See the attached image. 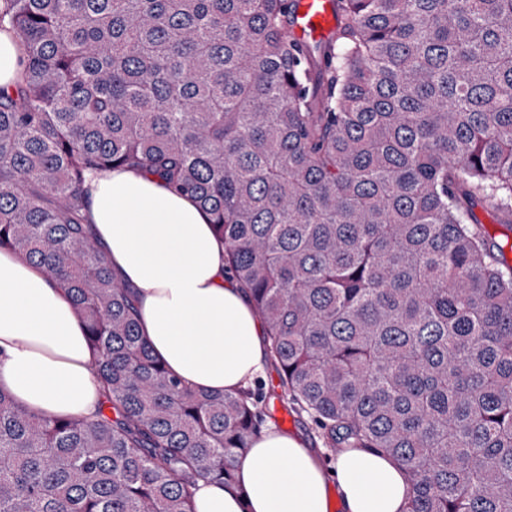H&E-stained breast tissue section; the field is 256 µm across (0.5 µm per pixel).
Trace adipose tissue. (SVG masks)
<instances>
[{"label":"adipose tissue","instance_id":"ef3b65f1","mask_svg":"<svg viewBox=\"0 0 512 512\" xmlns=\"http://www.w3.org/2000/svg\"><path fill=\"white\" fill-rule=\"evenodd\" d=\"M84 213L134 294L139 326L170 373L196 389L246 387L268 362L249 292L224 271V247L188 196L117 169L87 182ZM84 327L66 291L25 256L0 252V386L47 416H91L98 392ZM236 479L199 481L194 512H405L409 483L391 456L347 448L331 465L302 439L262 426Z\"/></svg>","mask_w":512,"mask_h":512}]
</instances>
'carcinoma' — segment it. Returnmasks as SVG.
Masks as SVG:
<instances>
[{
    "mask_svg": "<svg viewBox=\"0 0 512 512\" xmlns=\"http://www.w3.org/2000/svg\"><path fill=\"white\" fill-rule=\"evenodd\" d=\"M0 0L24 46L0 97V250L66 286L91 417L0 388V512H193L262 426L253 394L171 375L83 208L145 170L211 216L269 362L326 446L404 468L406 512H512V0ZM292 32L308 43L325 38L336 26L332 0H294ZM474 212L482 230L503 248L505 256L512 262V231L499 212L486 204H478Z\"/></svg>",
    "mask_w": 512,
    "mask_h": 512,
    "instance_id": "cac0c4a2",
    "label": "carcinoma"
}]
</instances>
